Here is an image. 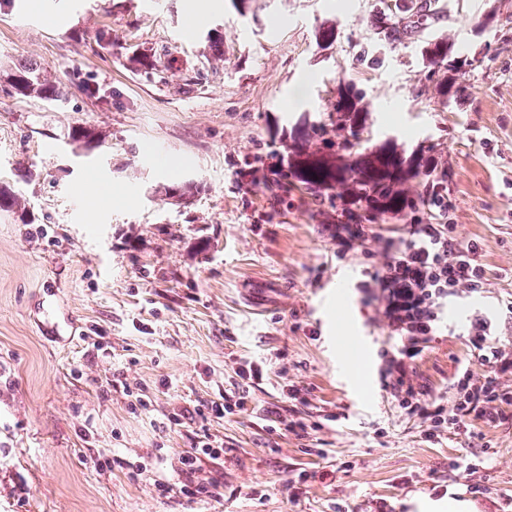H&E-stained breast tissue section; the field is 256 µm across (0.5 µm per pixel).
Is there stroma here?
<instances>
[{
	"mask_svg": "<svg viewBox=\"0 0 512 512\" xmlns=\"http://www.w3.org/2000/svg\"><path fill=\"white\" fill-rule=\"evenodd\" d=\"M188 4L0 0V69L35 61L65 92L46 102L0 83V182L29 218L0 212V512H418L449 496L503 512L512 406L426 441L380 385L381 352L400 340L357 294L373 259L336 257L346 199L331 186L273 195L279 168L325 158L308 132L343 81L362 94L371 146L390 138L442 164L450 216L489 278L416 362L429 395L448 398L472 312L499 319L512 345V0H438L427 36L447 40L449 60L484 59L449 99L418 43L367 55L379 0H255L249 17L209 0L192 30ZM213 28L223 51L205 40ZM135 48L152 69L130 61ZM82 127L103 146L75 141ZM258 155L248 190L236 170ZM90 180L111 202H87ZM173 182L200 189L176 205ZM246 361L259 377L237 376ZM226 392L244 393L245 410L196 413ZM278 415L320 428L271 431ZM206 438L226 451L205 467L219 488L192 500L181 459Z\"/></svg>",
	"mask_w": 512,
	"mask_h": 512,
	"instance_id": "35a3bbf8",
	"label": "stroma"
}]
</instances>
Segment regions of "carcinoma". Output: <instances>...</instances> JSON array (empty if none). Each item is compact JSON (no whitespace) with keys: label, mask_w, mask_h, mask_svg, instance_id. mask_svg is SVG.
Segmentation results:
<instances>
[{"label":"carcinoma","mask_w":512,"mask_h":512,"mask_svg":"<svg viewBox=\"0 0 512 512\" xmlns=\"http://www.w3.org/2000/svg\"><path fill=\"white\" fill-rule=\"evenodd\" d=\"M412 34V26L395 14L378 11L375 20L376 48L401 43ZM421 53L429 67L435 69L448 58V43L427 39L421 45ZM469 66L471 61L467 59L448 65L452 74L438 81L441 97L448 99L464 89L461 78L465 77ZM0 80L16 95L49 101H58L62 96L59 86L43 76L32 61L0 71ZM332 111L336 112V121L317 125L313 135L327 147L336 149V166L321 161L304 162L299 170L304 189L312 192L333 182L339 184L342 193L349 195L353 204L362 211L359 218L370 224H380L389 214L415 208V200L407 194L404 185L421 176L426 180L432 178L427 160L413 155L406 157L387 143L372 154L363 151L361 135L366 129L367 108L353 83H343ZM24 209L21 196L0 184V211Z\"/></svg>","instance_id":"cac0c4a2"}]
</instances>
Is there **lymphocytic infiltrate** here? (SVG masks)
Masks as SVG:
<instances>
[{
  "mask_svg": "<svg viewBox=\"0 0 512 512\" xmlns=\"http://www.w3.org/2000/svg\"><path fill=\"white\" fill-rule=\"evenodd\" d=\"M422 218L407 237L387 239L372 226L334 227L337 258L358 251L376 257L377 265L359 281L365 299L378 302L390 332L398 336L397 350H383L379 376L383 388L405 414L422 419L424 437L432 442L445 432L468 431L472 421L494 424L503 419V405H512V348L498 334L493 317L476 312L464 334L472 358L490 375L475 376L469 367L457 370L448 400L429 397L416 378L414 364L443 327L449 301L480 292L488 285L477 241H462L449 212L447 192L425 196ZM224 448L205 442L182 459L189 477L182 487L191 498L211 495L214 483L199 479L204 464L223 459Z\"/></svg>",
  "mask_w": 512,
  "mask_h": 512,
  "instance_id": "f902f5d3",
  "label": "lymphocytic infiltrate"
}]
</instances>
